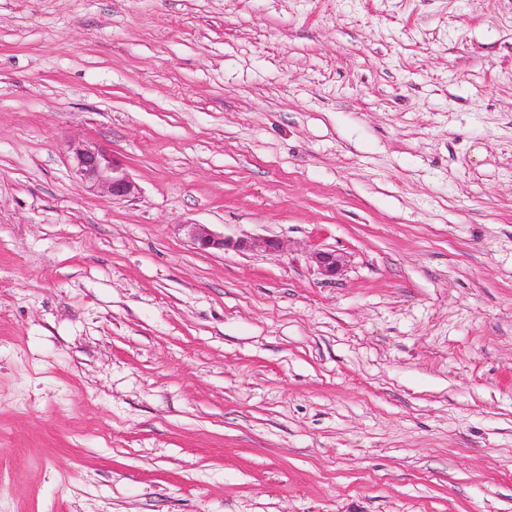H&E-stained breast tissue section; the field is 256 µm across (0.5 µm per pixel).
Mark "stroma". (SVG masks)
Here are the masks:
<instances>
[{
  "label": "stroma",
  "mask_w": 512,
  "mask_h": 512,
  "mask_svg": "<svg viewBox=\"0 0 512 512\" xmlns=\"http://www.w3.org/2000/svg\"><path fill=\"white\" fill-rule=\"evenodd\" d=\"M0 512H512V0H0ZM73 170L79 183L88 191L102 193L112 199H127L135 194L137 185L107 148L91 141H73L69 145ZM185 226L188 227V235L197 250H225L226 247L230 246L224 234L216 233L206 224H185ZM311 263L324 281H335L342 270V260L334 250H316L310 255Z\"/></svg>",
  "instance_id": "35a3bbf8"
}]
</instances>
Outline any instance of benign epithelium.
Instances as JSON below:
<instances>
[{
	"mask_svg": "<svg viewBox=\"0 0 512 512\" xmlns=\"http://www.w3.org/2000/svg\"><path fill=\"white\" fill-rule=\"evenodd\" d=\"M73 160V170L79 183L88 191L102 193L114 199H127L135 194L137 185L120 162L107 148L91 141H73L69 145ZM188 235L195 249L207 251L223 250L233 246L239 250L260 247L266 251H278L281 248L275 239L258 241L240 240L229 243L225 237L216 233L205 224L188 225ZM311 263L323 280H336L342 270V260L334 250H316L310 255Z\"/></svg>",
	"mask_w": 512,
	"mask_h": 512,
	"instance_id": "benign-epithelium-1",
	"label": "benign epithelium"
}]
</instances>
